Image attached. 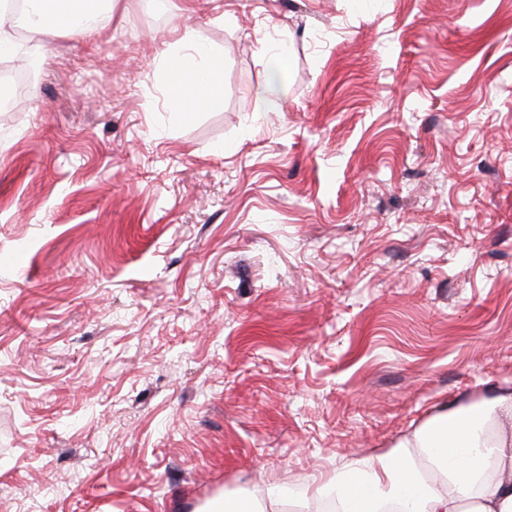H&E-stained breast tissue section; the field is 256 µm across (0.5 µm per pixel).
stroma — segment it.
<instances>
[{
  "mask_svg": "<svg viewBox=\"0 0 512 512\" xmlns=\"http://www.w3.org/2000/svg\"><path fill=\"white\" fill-rule=\"evenodd\" d=\"M147 12L7 57L43 62L0 112V512H318L512 388V0ZM188 29L223 104L180 120Z\"/></svg>",
  "mask_w": 512,
  "mask_h": 512,
  "instance_id": "35a3bbf8",
  "label": "stroma"
}]
</instances>
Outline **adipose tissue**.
Masks as SVG:
<instances>
[{
    "label": "adipose tissue",
    "mask_w": 512,
    "mask_h": 512,
    "mask_svg": "<svg viewBox=\"0 0 512 512\" xmlns=\"http://www.w3.org/2000/svg\"><path fill=\"white\" fill-rule=\"evenodd\" d=\"M49 28L82 37L94 26L75 17L92 14L111 23L114 0H39ZM180 117L192 103L218 106L219 68L197 55L170 58ZM313 497L334 499L338 512H512V389L478 406L441 410L391 451L358 461L333 480L315 485Z\"/></svg>",
    "instance_id": "ef3b65f1"
}]
</instances>
